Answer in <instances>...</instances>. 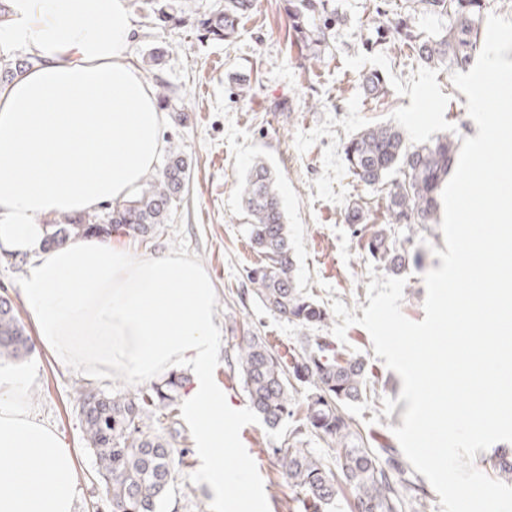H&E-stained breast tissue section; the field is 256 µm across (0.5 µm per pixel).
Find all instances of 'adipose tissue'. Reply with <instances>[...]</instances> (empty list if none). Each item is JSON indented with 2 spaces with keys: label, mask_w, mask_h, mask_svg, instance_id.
Returning <instances> with one entry per match:
<instances>
[{
  "label": "adipose tissue",
  "mask_w": 512,
  "mask_h": 512,
  "mask_svg": "<svg viewBox=\"0 0 512 512\" xmlns=\"http://www.w3.org/2000/svg\"><path fill=\"white\" fill-rule=\"evenodd\" d=\"M0 50L36 65L0 87V250L33 262L20 290L36 339L91 375L136 383L192 363L201 478L240 507L255 492L249 463L224 461L229 417L210 379L214 288L193 260L133 256L106 238L45 246V217L131 199L155 171L164 114L128 62L135 23L127 0H13ZM77 461L30 410L21 373L0 367V512H74Z\"/></svg>",
  "instance_id": "obj_1"
}]
</instances>
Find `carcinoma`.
I'll list each match as a JSON object with an SVG mask.
<instances>
[{
    "instance_id": "obj_1",
    "label": "carcinoma",
    "mask_w": 512,
    "mask_h": 512,
    "mask_svg": "<svg viewBox=\"0 0 512 512\" xmlns=\"http://www.w3.org/2000/svg\"><path fill=\"white\" fill-rule=\"evenodd\" d=\"M484 7L485 0H413V10L440 22L435 34L414 29L407 14L380 20L378 32L411 48L430 66L463 70L483 41L479 19ZM255 8L256 0H224L222 7L198 21V27L204 35L229 44L241 20ZM283 9L291 45L305 60H322L340 22L332 13L331 0H284ZM153 13L160 26L184 21L172 0H163ZM34 63L32 56L0 55V85L21 76ZM155 81L166 110L176 113L175 121H182L184 108L177 104L175 90L158 74ZM364 86L375 98L385 93V80L377 72L365 77ZM458 149L446 134L414 145L401 128L391 124L368 127L344 144V162L356 181L368 189L390 182L385 224L363 244L367 256L382 270L399 275L410 263L420 261L419 252L406 246L410 239L396 238V226L414 233L433 222L438 193L456 167ZM190 174L187 159L172 150L162 170L145 181L133 199L63 222L50 221L46 242L53 246L100 233L110 237L114 232L146 237L165 223ZM239 194L247 238L263 256L261 265L247 273L251 293L266 309L302 327L323 323L327 312L299 287L276 176L258 161L242 181ZM29 349L30 338L15 308L9 300L0 299V360L19 359ZM226 365L240 377L252 409L270 429L293 418L296 385L308 388L303 418L293 422L281 446L271 451L278 473L295 488V495L283 505L286 512H325L342 487L352 494L355 512H402L408 501L426 494L421 482L402 478L404 469L393 449L385 448L379 455L370 448L346 412L348 405L367 398L369 376L363 359L338 357L325 338L307 336L302 352L287 363L262 337L248 331L226 355ZM181 388L182 378L176 374L134 392L75 387L84 438L96 456V474L112 512H159L168 497L185 451L175 447L173 435L151 430L146 420L158 413L178 423ZM310 436L336 449V469L305 448ZM493 470L512 483V448L496 451Z\"/></svg>"
}]
</instances>
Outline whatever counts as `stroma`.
<instances>
[{
	"instance_id": "35a3bbf8",
	"label": "stroma",
	"mask_w": 512,
	"mask_h": 512,
	"mask_svg": "<svg viewBox=\"0 0 512 512\" xmlns=\"http://www.w3.org/2000/svg\"><path fill=\"white\" fill-rule=\"evenodd\" d=\"M338 15L333 47L319 62L297 57L282 0H257L254 13L245 17L232 45L198 36L189 27L156 28L151 0H128L137 34L127 57L144 78L159 74L172 86L186 109L182 124H168L163 137L169 148L182 151L191 167L187 191L174 204L167 221L147 237L120 236L132 253H177L197 262L215 287L216 336L212 379L222 385L224 406L233 411L236 433L233 454L247 448L263 449L252 457L250 481L261 501L258 512H282L281 502L294 494L286 483H271L270 449L279 447L285 432L266 428L250 407L239 377H227L224 358L242 328L264 338L275 352L291 356L302 350L307 335L327 336L336 316L305 329L268 311L248 291L246 272L261 260L244 231L238 187L255 159H263L278 178L297 262L301 288L322 306L342 301L355 317L368 306L370 265L361 237L383 222L387 192L365 188L350 176L342 146L364 127L392 124L402 127L410 142L425 143L446 134L455 139L474 136L475 124L467 97L457 90L447 71L428 66L375 31L376 10L395 16L406 0H334ZM164 56L151 66L156 51ZM382 73L388 91L374 100L364 90V78ZM282 111H273V103ZM359 201L365 212L362 224L344 220V208ZM420 251L419 264L404 276V315L423 320L424 275L440 268L436 250L444 249L440 225L412 237ZM31 264L26 255L0 251V297L16 311L24 305L20 283ZM344 357L363 358L372 371L366 400L352 404L349 414L375 449L395 448L393 430L403 423L407 409L400 401L402 381L374 354L368 331L350 326L345 341L336 343ZM31 373L29 403L39 419L57 427L73 448L78 463L75 512H112L95 471V458L82 432L80 407L74 394L79 384L106 393L134 390V383L115 376L95 378L54 357L41 346L20 359ZM395 399L391 415H383V399ZM184 429L179 447L188 448L187 468L176 471L165 512H218L214 491L201 481L203 461L196 451L195 421L186 406H179Z\"/></svg>"
}]
</instances>
